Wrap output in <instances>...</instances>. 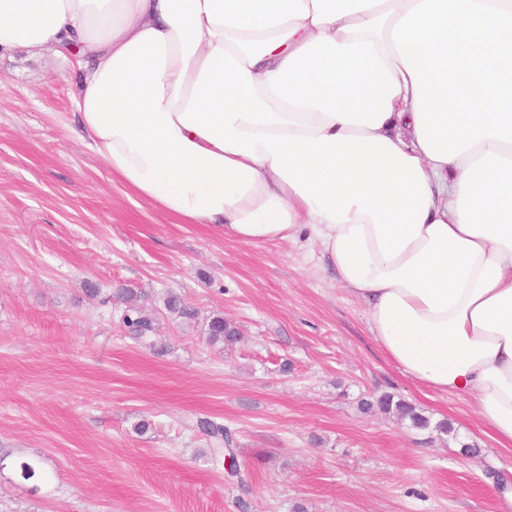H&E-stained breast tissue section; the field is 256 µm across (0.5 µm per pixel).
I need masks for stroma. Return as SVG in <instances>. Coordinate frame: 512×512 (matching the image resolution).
<instances>
[{"instance_id": "stroma-1", "label": "stroma", "mask_w": 512, "mask_h": 512, "mask_svg": "<svg viewBox=\"0 0 512 512\" xmlns=\"http://www.w3.org/2000/svg\"><path fill=\"white\" fill-rule=\"evenodd\" d=\"M73 94L53 54L0 55V512H512L493 481L512 449L385 357L315 244L244 245L131 195L81 139ZM121 287L148 296L147 341ZM169 293L197 319L167 312ZM216 313L238 343L209 345ZM383 393L431 428L361 410ZM202 417L231 430L246 485ZM27 458L35 493L13 467ZM115 296L126 304L124 323L135 338L144 339L148 337V333H154L153 320L144 316L138 306V303L145 298L144 293L132 288H118L115 291Z\"/></svg>"}]
</instances>
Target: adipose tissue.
<instances>
[{
	"instance_id": "1",
	"label": "adipose tissue",
	"mask_w": 512,
	"mask_h": 512,
	"mask_svg": "<svg viewBox=\"0 0 512 512\" xmlns=\"http://www.w3.org/2000/svg\"><path fill=\"white\" fill-rule=\"evenodd\" d=\"M134 195L308 230L405 376L512 445V0H0Z\"/></svg>"
}]
</instances>
